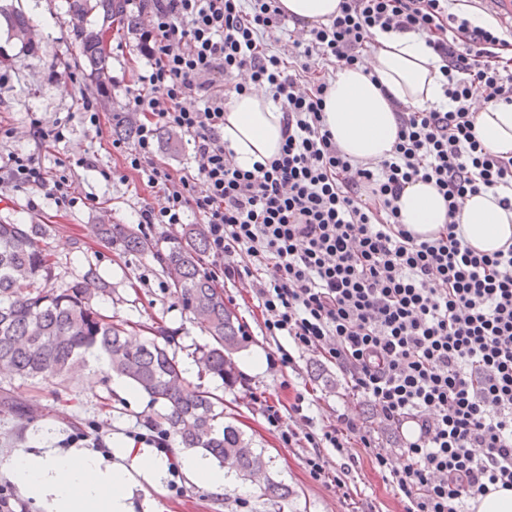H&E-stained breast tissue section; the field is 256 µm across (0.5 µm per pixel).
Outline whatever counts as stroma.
<instances>
[{
  "mask_svg": "<svg viewBox=\"0 0 512 512\" xmlns=\"http://www.w3.org/2000/svg\"><path fill=\"white\" fill-rule=\"evenodd\" d=\"M69 2L20 0L32 21L42 22L43 31L35 37V52L23 53L18 46H9L13 63L0 69V155L31 154L49 171L66 158L88 156L96 165L75 170L81 201L71 207L57 205L44 194L0 184V222L46 225L42 243L55 264V287L82 279L89 269L99 270L112 288L111 294L96 301L102 313L125 321L130 336L139 341L150 338L158 326L175 332L178 342L174 351L188 379L210 390L218 388V381L199 371L192 356L196 346L207 343L208 336L174 296L158 259L150 254L122 253L99 236L103 224H136L140 200L155 202L160 197L158 189L147 187L136 172L126 168L111 144L112 116L127 111L129 92L137 88L139 75L148 67L139 50L138 33L124 29L108 37L112 85L101 102L99 127L73 121L65 140L55 145L44 144L29 132L31 119L52 126L66 113L80 112L82 95L96 91L95 82L82 73ZM58 62L79 72V82L54 76L52 67ZM7 128L12 137H4ZM251 296V290L241 283L224 289L226 305L246 324L249 337L247 347L237 356L247 386L224 391V414L269 458L272 478L288 484L292 495L276 504L259 493L239 492L234 482L217 495L203 484L181 477L177 480L179 492L164 488L155 493V512H348L353 504L362 512H405L406 503L392 486L388 471L379 469L368 449L355 442L340 451L325 449L331 470L342 473L347 485L342 494L310 475L305 465L313 452L310 444L288 447L279 430L267 423L263 409L268 399L281 401L284 425H305L313 432L344 410L370 425L373 408L350 395L334 362L298 352L288 337L266 336ZM285 352L293 358L287 366L279 362ZM257 355L264 366L254 371L249 361ZM113 383L105 363L94 360L78 372L40 384L0 376V387L9 390L14 400L37 410L35 420L23 423L0 416V487L12 488L6 463L13 453L33 447L39 433L47 434L61 449L75 443L85 448L97 442L108 446L116 437L136 446V433L146 432L162 408L133 386L119 392ZM299 395L305 398L300 415L291 410Z\"/></svg>",
  "mask_w": 512,
  "mask_h": 512,
  "instance_id": "35a3bbf8",
  "label": "stroma"
}]
</instances>
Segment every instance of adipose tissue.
I'll return each mask as SVG.
<instances>
[{"label":"adipose tissue","instance_id":"obj_1","mask_svg":"<svg viewBox=\"0 0 512 512\" xmlns=\"http://www.w3.org/2000/svg\"><path fill=\"white\" fill-rule=\"evenodd\" d=\"M445 78L439 57L424 38L375 31L366 65L338 67L324 98L322 120L339 149L358 162H376L393 149L398 131L396 104L421 109L440 104ZM282 108L264 91L234 94L224 104V140L245 170L276 157L283 144ZM475 132L491 153L512 157V104H477ZM402 223L431 236L448 222V206L433 184L408 185L397 201ZM459 231L477 251L493 253L512 243V208L492 192L468 197ZM9 476L41 512H153V491L166 477L162 457L149 449L132 452L115 442L111 458L89 448L68 451L39 440L15 453ZM141 504H134L135 493Z\"/></svg>","mask_w":512,"mask_h":512}]
</instances>
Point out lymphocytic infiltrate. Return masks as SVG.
I'll return each instance as SVG.
<instances>
[{
	"instance_id": "1",
	"label": "lymphocytic infiltrate",
	"mask_w": 512,
	"mask_h": 512,
	"mask_svg": "<svg viewBox=\"0 0 512 512\" xmlns=\"http://www.w3.org/2000/svg\"><path fill=\"white\" fill-rule=\"evenodd\" d=\"M141 49L149 67L129 99L134 139L112 146L162 201L141 202L143 224L204 226L226 281L251 280L266 335L336 362L384 430L399 432L405 461L389 468L406 512H468L489 486H512V246L477 253L458 233L466 197L500 193L512 206V158L490 153L474 130L473 98L512 103V26L471 25L450 0H340L326 24L288 33L280 56L268 36L286 21L279 0H149ZM425 36L443 63L448 110L401 108L397 141L375 163L338 149L321 116L329 72L362 64L373 30ZM236 76L234 85L226 77ZM255 89L282 104L278 157L239 168L221 128L229 93ZM201 105L187 108L186 99ZM178 132L195 166L158 163L159 128ZM80 157L48 174L32 155L8 153L5 183L75 201ZM434 183L448 222L430 239L405 229L396 205L410 183ZM375 441L351 414L314 435L284 430L287 446L326 480L327 448Z\"/></svg>"
}]
</instances>
